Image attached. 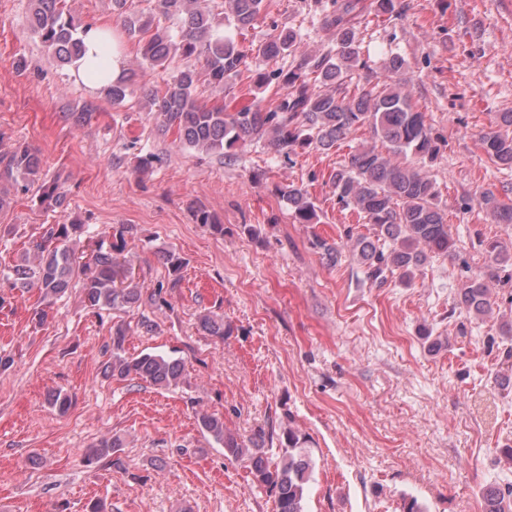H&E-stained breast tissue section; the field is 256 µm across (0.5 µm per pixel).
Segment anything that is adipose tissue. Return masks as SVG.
<instances>
[{
    "label": "adipose tissue",
    "mask_w": 512,
    "mask_h": 512,
    "mask_svg": "<svg viewBox=\"0 0 512 512\" xmlns=\"http://www.w3.org/2000/svg\"><path fill=\"white\" fill-rule=\"evenodd\" d=\"M105 28L95 25L82 33L84 51L73 64L77 81L91 89H101L119 79L126 66L127 55L119 39H107Z\"/></svg>",
    "instance_id": "obj_1"
}]
</instances>
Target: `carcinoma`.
I'll return each instance as SVG.
<instances>
[{
  "instance_id": "cac0c4a2",
  "label": "carcinoma",
  "mask_w": 512,
  "mask_h": 512,
  "mask_svg": "<svg viewBox=\"0 0 512 512\" xmlns=\"http://www.w3.org/2000/svg\"><path fill=\"white\" fill-rule=\"evenodd\" d=\"M130 0H112L114 14L124 18L128 36L138 40L139 54L147 68L174 70L162 95L148 93L144 108L157 113L162 130L173 132L179 144L224 155L227 163L239 159L250 144H263L278 155L297 151H330L347 135L363 127L371 130L380 145L361 146L329 175L337 203L355 211L372 226L373 235L347 236L344 247L351 252L365 281L376 285L386 274L398 273L409 283L431 256H452L456 243L448 230L447 217L439 204L436 181L422 168L406 161L432 162L439 146L432 136L426 113L420 111L406 91L405 60L397 54L381 64L380 80L361 82L360 71L371 70L362 58L355 30L370 14L392 19L398 15L397 0H326L320 14L322 28L331 32L334 44L326 50H310L300 30L272 25L258 54L267 59L290 58L288 67L266 72L251 65V49L220 30L217 0H154L147 14H127ZM266 11L265 0H224V14L232 17L238 31L253 26ZM175 19L180 29L173 32L156 22ZM29 25L40 43L61 66L70 64L83 51L80 32L66 9V0H30ZM246 86L250 100L242 104L229 78ZM224 93V99L210 104L199 99L200 81ZM276 85L274 97L266 95ZM114 106L129 96V80L122 78L105 89ZM497 129L480 137L489 160L512 168V135L499 127H512V112H502ZM398 156L401 161L393 160ZM26 193L37 188L39 201L55 210L64 206L65 195L43 172L37 152L17 142L0 149V215L10 201L5 187ZM298 224L319 222L317 206L307 186L288 184L277 188ZM478 209L495 224H512V205L500 199L497 190L487 188L476 197ZM198 224L224 233V225L204 208L194 211ZM124 227L109 248L87 240L81 252L71 241L83 233L75 222L51 224L29 241L21 261L4 279L12 288H37L49 302L76 287L84 307L94 313L104 308L137 312L136 326L146 332L155 322L144 310L157 304L156 295L143 296L133 285L130 261L124 256ZM485 252L494 266H512V253L498 243L487 244ZM163 260L170 287L179 285L185 259L168 250ZM459 304L470 314L485 316L492 310L489 288L480 279L463 284ZM202 331L211 336L231 334L224 318L209 312L198 317ZM131 329L126 322L112 325V360L105 363L107 377L134 376L163 389L177 387L184 376V363L171 356L143 353L129 356L125 343ZM201 430L222 445L224 452L246 460L253 480L275 494L277 512H306L307 486L312 460L308 438L292 426L278 437L260 430L244 439L231 433L222 417L202 412ZM278 442L281 460L271 462L265 448ZM118 439H103L84 455L91 462L117 452ZM483 512H512V485L491 486L483 495Z\"/></svg>"
}]
</instances>
